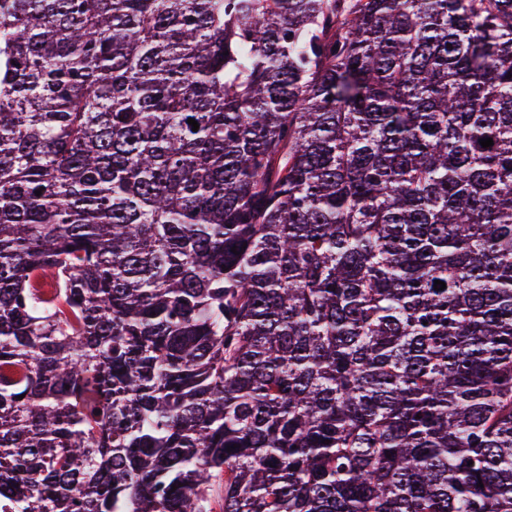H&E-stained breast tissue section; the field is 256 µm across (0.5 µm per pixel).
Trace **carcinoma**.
I'll return each instance as SVG.
<instances>
[{
    "mask_svg": "<svg viewBox=\"0 0 512 512\" xmlns=\"http://www.w3.org/2000/svg\"><path fill=\"white\" fill-rule=\"evenodd\" d=\"M2 503L512 512V0H0Z\"/></svg>",
    "mask_w": 512,
    "mask_h": 512,
    "instance_id": "cac0c4a2",
    "label": "carcinoma"
}]
</instances>
